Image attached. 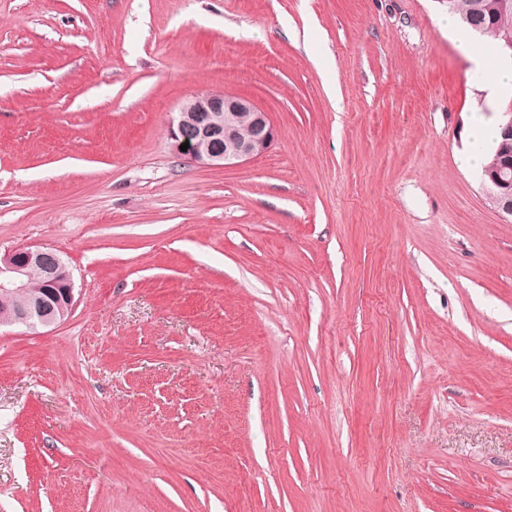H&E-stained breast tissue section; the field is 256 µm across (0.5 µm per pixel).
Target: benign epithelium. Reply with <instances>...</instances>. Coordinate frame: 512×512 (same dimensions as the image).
<instances>
[{
	"instance_id": "1",
	"label": "benign epithelium",
	"mask_w": 512,
	"mask_h": 512,
	"mask_svg": "<svg viewBox=\"0 0 512 512\" xmlns=\"http://www.w3.org/2000/svg\"><path fill=\"white\" fill-rule=\"evenodd\" d=\"M171 154L200 167L232 168L267 153L275 129L267 112L252 100L224 93L189 98L168 125ZM189 143L183 151L180 145ZM482 190L493 208L512 220V160L500 159L481 176ZM42 270L54 301L39 298L13 310L7 301L28 288L30 270ZM73 279L61 255L44 246L22 247L0 255V324L36 329L49 327L71 313Z\"/></svg>"
}]
</instances>
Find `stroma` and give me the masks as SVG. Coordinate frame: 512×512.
I'll return each mask as SVG.
<instances>
[{"mask_svg": "<svg viewBox=\"0 0 512 512\" xmlns=\"http://www.w3.org/2000/svg\"><path fill=\"white\" fill-rule=\"evenodd\" d=\"M447 0H0V512H512V221L462 156L500 111ZM265 155L169 151L196 94ZM247 121V134L238 126ZM171 154L200 167L232 168L267 153L275 129L267 112L252 100L224 93L189 98L168 125ZM189 141L187 151L180 145ZM32 268L42 270L47 284L53 288L55 303L45 298L29 303L33 297H44L50 288L45 285L41 272ZM26 288L25 292L19 293ZM11 297V307L29 304L11 310L6 303ZM0 298L1 325H16L33 330L49 327L65 320L71 313L75 304L73 279L55 249L44 246L18 248L0 255Z\"/></svg>", "mask_w": 512, "mask_h": 512, "instance_id": "1", "label": "stroma"}]
</instances>
